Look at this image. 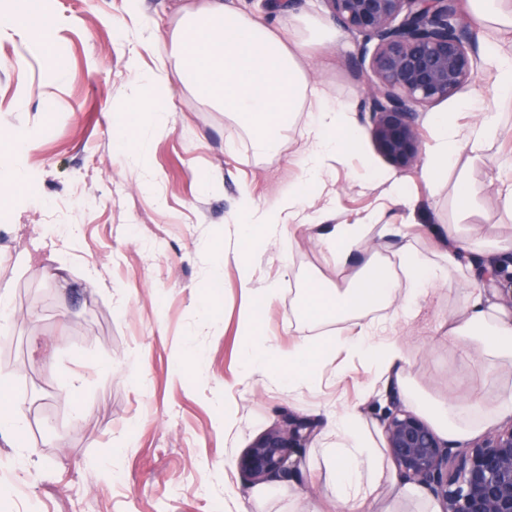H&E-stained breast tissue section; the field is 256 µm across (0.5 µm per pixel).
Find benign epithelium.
Wrapping results in <instances>:
<instances>
[{
    "label": "benign epithelium",
    "instance_id": "1",
    "mask_svg": "<svg viewBox=\"0 0 512 512\" xmlns=\"http://www.w3.org/2000/svg\"><path fill=\"white\" fill-rule=\"evenodd\" d=\"M337 24L374 43L368 108L377 150L406 168L421 148L417 108L456 95L477 74L459 0H326ZM479 286L512 288V251L481 263ZM384 426L401 477L425 486L443 512H512V422L455 454L429 423L394 404ZM315 420L288 413L237 458L247 483L288 477L297 449L317 432Z\"/></svg>",
    "mask_w": 512,
    "mask_h": 512
}]
</instances>
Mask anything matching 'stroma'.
I'll return each instance as SVG.
<instances>
[{"mask_svg": "<svg viewBox=\"0 0 512 512\" xmlns=\"http://www.w3.org/2000/svg\"><path fill=\"white\" fill-rule=\"evenodd\" d=\"M192 2L142 0L135 18L125 0H43L65 51L59 72L0 27V126L30 134L24 165L35 176L0 191V294L13 310L0 329V390L27 430L17 448L0 438V484L12 488L0 496V512H321L333 497L324 471L313 466L323 435L302 451L299 475L271 482L260 502L253 486L242 484L235 460L284 412L326 425L329 415L357 403L367 381L375 383L362 408L370 422L382 424L403 398L394 383L373 379L364 360L336 353L335 325L308 331L294 320L295 291L348 280L321 243L323 225L368 224L367 248L386 257L399 242L380 238L383 224L405 225L426 256L447 249L453 183L426 174L434 144L429 117L445 112L468 127L475 115L458 103L474 97L497 109L502 132L470 171L479 202L471 221L487 236L512 234L497 194L499 183L512 179L500 166L512 158V100L498 98L488 62L479 60L460 97L419 108L421 158L401 169L371 136L370 70L358 53L360 39L339 32L336 43L313 51L308 73L351 110L361 138L325 161L300 225L286 227L255 275L278 284L274 299L256 303L266 336L284 348L308 340L323 356L292 391L274 366L246 376L238 265L225 262L217 287L212 272L234 248L241 192L262 206L304 179L298 155L305 118L286 132L278 156L256 159L247 138L228 148L233 122L172 73V115L145 123L135 165L123 164L112 140L135 93L130 52H138L144 71L160 66L142 45L141 18L164 39L178 10ZM233 5L276 27L292 16L334 22L323 0H293L287 14L262 11L258 0ZM377 170L403 178L404 202L389 203L387 184L373 177ZM148 171L156 181L146 194L138 183ZM67 224L81 227L78 249L65 245ZM20 253L32 257L23 271L14 266ZM465 291L462 284L431 289L408 320L389 309L373 315L391 325L408 352L407 370L433 397L494 392V376L469 375L448 340V316ZM76 375L82 383L73 394Z\"/></svg>", "mask_w": 512, "mask_h": 512, "instance_id": "obj_1", "label": "stroma"}]
</instances>
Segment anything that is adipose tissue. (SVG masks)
Returning <instances> with one entry per match:
<instances>
[{
  "label": "adipose tissue",
  "instance_id": "1",
  "mask_svg": "<svg viewBox=\"0 0 512 512\" xmlns=\"http://www.w3.org/2000/svg\"><path fill=\"white\" fill-rule=\"evenodd\" d=\"M335 37V32L308 22L283 38L273 26L235 11L225 0H200L179 18L158 54L203 98L231 117L237 128L247 131L255 157L278 155L285 132L299 113H306L308 141L302 163L315 180L328 155L346 153L360 140V130L347 109L314 90L308 79L305 60L309 49ZM128 69L139 91L133 111L167 119L170 99L161 90V75L141 72L135 54L128 59ZM431 125L435 144L429 178L438 179L449 171L456 174L451 196L455 222L448 227L447 254L430 261L410 243L400 242L397 262L371 251L358 264L353 254L364 245L366 225H331L324 244L338 267H354L351 284L299 290L296 317L311 329L331 321L351 325V335L337 336V352L367 360L378 376L394 380L406 403L424 413L439 433L463 441L512 417V381H503L490 401L474 395L431 399L414 377L404 374V345L390 336L386 326L368 321L372 313L390 307L410 315L430 287L453 285L459 277L469 279L471 269L460 262L458 244L473 246L483 255L512 250V236H485L469 222L478 199L470 187L468 170L482 161L484 148L499 132L492 111L484 110L465 131L444 112L434 113ZM304 195L303 186L291 184L263 206L255 205L249 196L239 198L235 253L250 260L240 272V286L248 298L276 296L275 284L256 285L253 261L264 243L281 236L288 222L298 217ZM448 337L462 343L464 359L476 370L512 368V310L496 303L477 284H470L465 304L449 315ZM310 352L304 340L286 349L270 343L250 345L244 351L245 371L251 374L270 361H280L285 365L280 381L292 388L299 385L298 366ZM327 434L330 441L321 449L316 466L332 484L336 512H396L394 504L400 500L417 503L418 512H436L418 484L398 477L390 468L375 428L363 419L359 407L332 416ZM383 486L394 500L386 508L379 505L378 491Z\"/></svg>",
  "mask_w": 512,
  "mask_h": 512
}]
</instances>
